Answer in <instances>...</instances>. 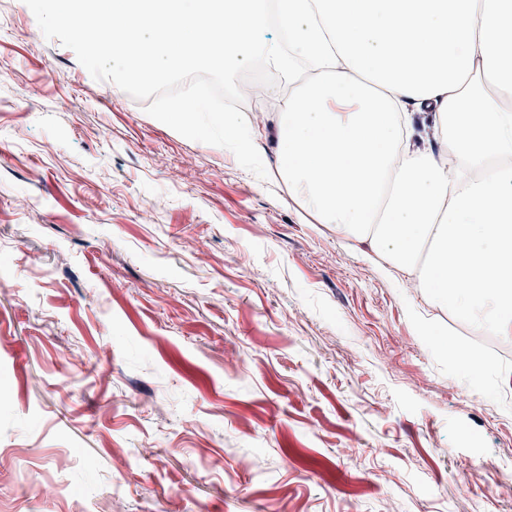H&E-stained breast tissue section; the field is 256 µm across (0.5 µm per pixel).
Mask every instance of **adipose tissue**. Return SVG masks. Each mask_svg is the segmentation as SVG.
Listing matches in <instances>:
<instances>
[{"label": "adipose tissue", "mask_w": 512, "mask_h": 512, "mask_svg": "<svg viewBox=\"0 0 512 512\" xmlns=\"http://www.w3.org/2000/svg\"><path fill=\"white\" fill-rule=\"evenodd\" d=\"M65 0L60 22L134 79L264 57L314 77L284 100L291 196L438 307L512 335V0ZM442 131L441 150L413 139Z\"/></svg>", "instance_id": "ef3b65f1"}]
</instances>
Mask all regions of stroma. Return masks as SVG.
<instances>
[{"label":"stroma","mask_w":512,"mask_h":512,"mask_svg":"<svg viewBox=\"0 0 512 512\" xmlns=\"http://www.w3.org/2000/svg\"><path fill=\"white\" fill-rule=\"evenodd\" d=\"M35 24L0 0V512H512V335L289 195L281 93L262 180ZM451 351L473 381L483 378L487 370V362L464 348L452 345Z\"/></svg>","instance_id":"obj_1"}]
</instances>
